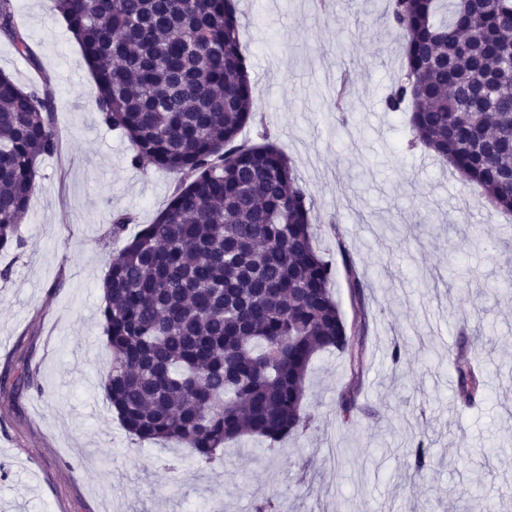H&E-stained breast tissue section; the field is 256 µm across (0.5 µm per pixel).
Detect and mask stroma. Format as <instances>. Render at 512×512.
I'll return each mask as SVG.
<instances>
[{
  "mask_svg": "<svg viewBox=\"0 0 512 512\" xmlns=\"http://www.w3.org/2000/svg\"><path fill=\"white\" fill-rule=\"evenodd\" d=\"M254 86L243 139L268 135L291 159L333 263L352 255L368 283L370 315L360 403L376 416L343 426L336 400L348 379L337 353L318 355L304 405L316 428L277 451L245 437L224 470L190 449L141 443L103 397L112 362L98 309L123 241L112 213L150 224L177 182L132 164L122 131L103 125L96 85L52 0H15L16 24L38 64L0 37V71L54 93L60 148L38 165L20 227L25 247L0 251V512H512V214L490 204L423 146L409 115L385 97L403 62L404 36L388 0H235ZM345 113L336 112L337 88ZM339 225L340 237L326 227ZM457 264L466 285L448 275ZM478 339L490 397L463 407L451 363L460 326ZM409 348L399 361L397 343ZM28 365L33 388L11 384ZM424 442L422 476L406 466Z\"/></svg>",
  "mask_w": 512,
  "mask_h": 512,
  "instance_id": "1",
  "label": "stroma"
}]
</instances>
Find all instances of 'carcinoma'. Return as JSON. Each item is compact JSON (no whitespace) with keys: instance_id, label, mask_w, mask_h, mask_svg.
<instances>
[{"instance_id":"carcinoma-1","label":"carcinoma","mask_w":512,"mask_h":512,"mask_svg":"<svg viewBox=\"0 0 512 512\" xmlns=\"http://www.w3.org/2000/svg\"><path fill=\"white\" fill-rule=\"evenodd\" d=\"M53 2L91 69L101 122L128 137L132 164L180 176L134 236L131 214L109 222V237L127 242L102 283L103 396L122 428L207 464L244 435L273 451L313 423L306 376L329 351L351 377L337 397L342 421L373 414L358 403L367 285L342 252L346 320L291 159L239 139L253 88L234 0ZM386 19L406 35L387 110L410 111L414 138L512 213V0H389ZM0 35L39 69L12 0H0ZM53 113L49 86L0 71V251L22 246L38 159L59 149ZM453 367L457 400L476 406L489 388L482 370L461 355ZM428 459L420 441L408 468L420 475Z\"/></svg>"}]
</instances>
